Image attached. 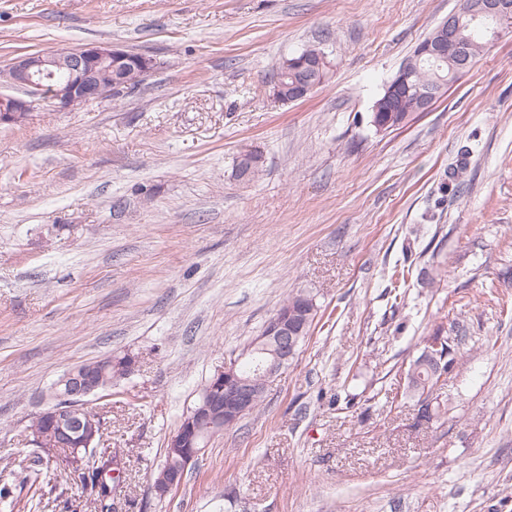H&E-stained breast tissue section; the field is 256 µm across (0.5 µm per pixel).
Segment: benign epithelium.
<instances>
[{
	"label": "benign epithelium",
	"mask_w": 512,
	"mask_h": 512,
	"mask_svg": "<svg viewBox=\"0 0 512 512\" xmlns=\"http://www.w3.org/2000/svg\"><path fill=\"white\" fill-rule=\"evenodd\" d=\"M490 17L496 22L493 36L512 27V0H478L472 5L470 0H460L458 9L439 24L435 36L422 43L417 56L408 59L385 87L390 97L408 83L423 56H445L453 54L457 65L468 66L471 58L470 45L457 38L456 24L464 17ZM119 45L90 43L75 49L57 53L26 54L15 58L3 75V84L23 93L16 97L0 94V123L11 124L19 120L20 114L30 111L35 102L48 103L63 109L77 108L91 100H99L107 94H116L128 89L130 81L124 71L117 70L108 84L100 80V71L112 67V58L120 55ZM65 73L62 83H55L56 71ZM436 99L432 84L418 86L416 103L421 111H428ZM301 308L291 305L273 319L267 333L260 337L249 353L263 352L267 345L274 346V358L259 364L262 380L267 382L280 368L294 356L298 345L296 323ZM239 361L224 366V370L214 375L204 402L190 411L185 427L199 435L202 443L214 435L220 427L235 424L240 416L252 408L258 387L249 375L239 372ZM64 389L56 392L55 404L43 409L45 415L58 424L53 443L57 448L68 451L67 462L75 467L77 476L85 472L82 449L72 447L70 431L63 428L62 421L71 418L77 425L82 421L77 416L94 404L96 383L93 372L87 370L80 375L70 371L62 378Z\"/></svg>",
	"instance_id": "benign-epithelium-1"
}]
</instances>
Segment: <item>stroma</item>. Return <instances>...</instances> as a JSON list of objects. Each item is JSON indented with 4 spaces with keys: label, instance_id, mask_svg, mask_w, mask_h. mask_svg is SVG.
<instances>
[{
    "label": "stroma",
    "instance_id": "35a3bbf8",
    "mask_svg": "<svg viewBox=\"0 0 512 512\" xmlns=\"http://www.w3.org/2000/svg\"><path fill=\"white\" fill-rule=\"evenodd\" d=\"M458 0H0V67L112 43L142 85L0 124V485L70 368L131 353L103 402L127 454L113 512H512V31L405 126L372 107ZM325 83L280 101L284 57ZM260 151L262 173L235 175ZM466 165V177L453 171ZM319 306L262 406L151 490L203 385L289 293ZM453 367L416 419L425 337ZM31 512H86L64 462Z\"/></svg>",
    "mask_w": 512,
    "mask_h": 512
}]
</instances>
